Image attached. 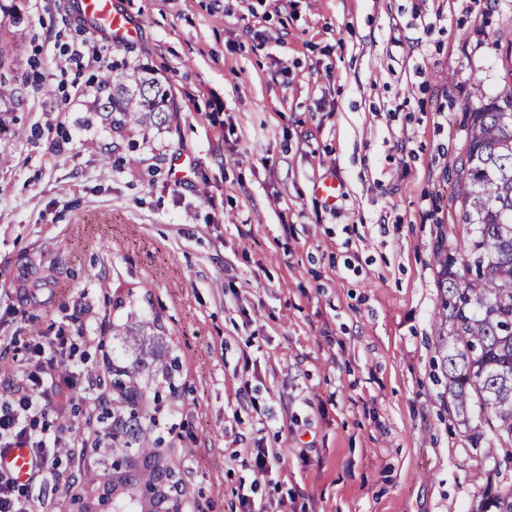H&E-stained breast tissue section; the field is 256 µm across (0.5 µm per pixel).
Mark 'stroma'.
I'll use <instances>...</instances> for the list:
<instances>
[{"label":"stroma","instance_id":"35a3bbf8","mask_svg":"<svg viewBox=\"0 0 512 512\" xmlns=\"http://www.w3.org/2000/svg\"><path fill=\"white\" fill-rule=\"evenodd\" d=\"M139 27L106 62L152 67L169 121L132 132L63 85L73 0H0V396L44 337L91 378L135 291L182 359L166 410L188 512H474L503 449L474 451L436 365L434 247L469 227V109L512 90V0H112ZM335 176V209L313 193ZM280 449L258 475L248 455ZM99 459L34 480L64 512Z\"/></svg>","mask_w":512,"mask_h":512}]
</instances>
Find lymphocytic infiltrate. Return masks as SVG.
I'll use <instances>...</instances> for the list:
<instances>
[{"instance_id":"f902f5d3","label":"lymphocytic infiltrate","mask_w":512,"mask_h":512,"mask_svg":"<svg viewBox=\"0 0 512 512\" xmlns=\"http://www.w3.org/2000/svg\"><path fill=\"white\" fill-rule=\"evenodd\" d=\"M89 389L71 337H46L15 396L0 400V452L28 449L37 474L52 478L59 462L60 435L48 417L70 407Z\"/></svg>"}]
</instances>
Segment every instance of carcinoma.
I'll use <instances>...</instances> for the list:
<instances>
[{
  "instance_id": "obj_1",
  "label": "carcinoma",
  "mask_w": 512,
  "mask_h": 512,
  "mask_svg": "<svg viewBox=\"0 0 512 512\" xmlns=\"http://www.w3.org/2000/svg\"><path fill=\"white\" fill-rule=\"evenodd\" d=\"M109 88L105 108L116 124L166 122L162 84L142 75L131 83L107 78L102 89ZM457 185L470 233L460 246L442 239L435 248L438 353L472 447H480L486 425L512 457V90L468 113ZM112 308L125 319L112 323V355L105 356L112 407L97 417L109 475L76 485L69 512H179L181 458L162 447L155 417L161 389L178 397L179 362L157 320L139 319L132 293L116 297ZM476 512H512V485L487 480Z\"/></svg>"
}]
</instances>
